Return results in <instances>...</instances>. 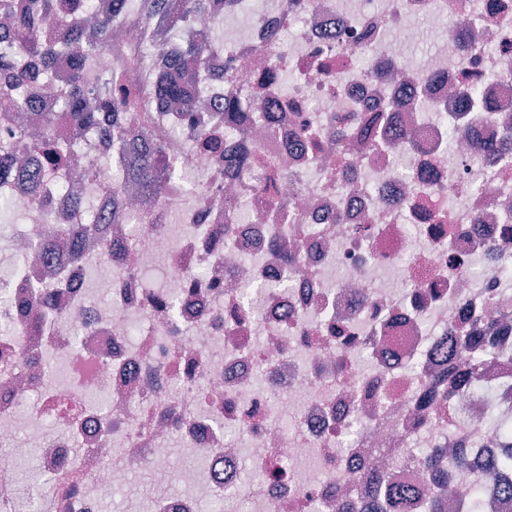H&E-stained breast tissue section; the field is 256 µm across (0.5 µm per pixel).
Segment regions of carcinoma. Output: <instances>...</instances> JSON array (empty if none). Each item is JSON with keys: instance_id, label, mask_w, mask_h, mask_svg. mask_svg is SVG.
I'll use <instances>...</instances> for the list:
<instances>
[{"instance_id": "1", "label": "carcinoma", "mask_w": 512, "mask_h": 512, "mask_svg": "<svg viewBox=\"0 0 512 512\" xmlns=\"http://www.w3.org/2000/svg\"><path fill=\"white\" fill-rule=\"evenodd\" d=\"M67 0H0V13L13 18V32L23 47L40 55L44 62V73L51 74L58 55L72 46L81 47V53L73 60L71 84L65 111L71 125L77 130L97 128L106 136L126 142V153L121 164L127 178L134 182L141 193L152 199L160 198L166 191L163 175L167 157L164 148L157 142L142 143L139 132L133 126H102L103 113L139 112L148 95L153 94L166 104L172 103L192 111L193 98L190 84L196 78V67L206 64L212 50L213 39L208 32L195 35L178 44L170 58L173 59L172 73L164 74L155 68H148L142 78L133 86L118 80L126 65L125 60L109 72L103 73L99 82L88 85L83 73L90 59L112 47V23L132 16H157L167 18L170 25L182 30L193 21L210 12L209 0H79L78 10L72 12L64 7ZM93 219L85 227H62L60 235L73 241L79 239L90 227L98 225L99 211L96 206ZM58 235V236H60ZM58 236L49 237L43 248L48 251L57 247ZM499 333L498 323L491 322L485 328V335L472 336L469 331L458 326L448 335L446 374L434 379L430 384L429 399L437 414L438 425L446 428L448 420L444 408L451 403L457 392L472 389L479 394L485 391L481 384L482 372L495 364L497 356L492 347ZM480 342L486 349L475 357L474 365L463 371L455 370L453 358L456 354L457 339ZM489 401H484V409L477 417L480 423L501 429L503 450L487 461V470L501 477L500 490L512 495V428L506 421L498 419L490 412ZM38 449L15 461L14 467L20 474V482L29 492L39 490L45 483L37 468ZM415 466L427 473L433 485L432 494L421 506L423 512H443L442 502L451 495L459 497L461 512H483L485 501L480 484L461 491L448 483L445 467L462 471L468 466V454L461 450L443 465L442 460L430 448L413 459ZM367 480L372 487L366 512H399L400 504L416 497V490L409 485H388L377 476L369 475Z\"/></svg>"}]
</instances>
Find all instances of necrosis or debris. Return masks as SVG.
I'll return each instance as SVG.
<instances>
[{
    "label": "necrosis or debris",
    "mask_w": 512,
    "mask_h": 512,
    "mask_svg": "<svg viewBox=\"0 0 512 512\" xmlns=\"http://www.w3.org/2000/svg\"><path fill=\"white\" fill-rule=\"evenodd\" d=\"M211 2L208 30L236 29L215 41L201 109L153 101L143 122L169 148L158 201L132 199L118 143L60 116L69 59L45 99L28 98L37 55L0 78V113L32 125L57 112L56 138L96 161L77 179L45 167L67 194L0 182L28 218L0 278V444H37L45 512H104L144 464L155 512H199L200 489L244 496L248 512H340L372 471L430 494L402 458L475 438L486 512H512L481 468L503 443L473 422V397L449 406L448 437L420 402L449 328L480 336L496 320L512 339V319L472 286L512 255V0ZM146 29L169 45L151 21L114 37L134 81ZM193 121L212 147L190 138ZM88 200L105 223L78 254L42 255L46 232L83 223ZM54 363L58 381L44 374ZM176 445L202 467L170 470Z\"/></svg>",
    "instance_id": "necrosis-or-debris-1"
}]
</instances>
